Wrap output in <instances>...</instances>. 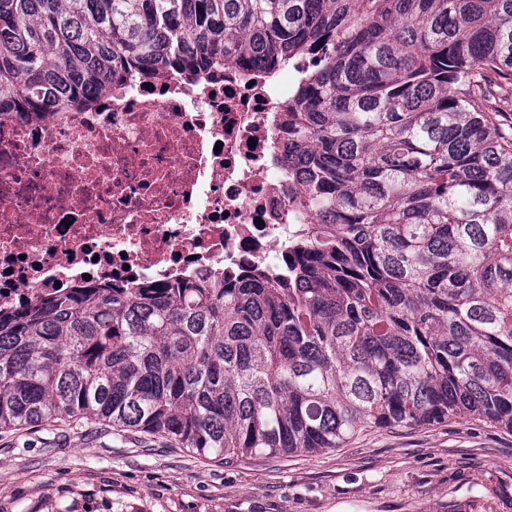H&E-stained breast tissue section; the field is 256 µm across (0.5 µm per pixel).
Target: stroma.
Segmentation results:
<instances>
[{"instance_id":"stroma-1","label":"stroma","mask_w":512,"mask_h":512,"mask_svg":"<svg viewBox=\"0 0 512 512\" xmlns=\"http://www.w3.org/2000/svg\"><path fill=\"white\" fill-rule=\"evenodd\" d=\"M0 512H512V432L468 417L224 464L101 424L0 434Z\"/></svg>"}]
</instances>
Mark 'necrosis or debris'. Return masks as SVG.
<instances>
[{
    "label": "necrosis or debris",
    "mask_w": 512,
    "mask_h": 512,
    "mask_svg": "<svg viewBox=\"0 0 512 512\" xmlns=\"http://www.w3.org/2000/svg\"><path fill=\"white\" fill-rule=\"evenodd\" d=\"M314 61L130 76L80 111L0 113V309L73 288L278 275L300 225L285 114Z\"/></svg>",
    "instance_id": "necrosis-or-debris-1"
}]
</instances>
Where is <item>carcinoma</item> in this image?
Segmentation results:
<instances>
[{
  "label": "carcinoma",
  "mask_w": 512,
  "mask_h": 512,
  "mask_svg": "<svg viewBox=\"0 0 512 512\" xmlns=\"http://www.w3.org/2000/svg\"><path fill=\"white\" fill-rule=\"evenodd\" d=\"M223 54L320 64L288 106L315 222L286 277L0 311V432L92 420L234 462L369 427L512 430V0H0V112Z\"/></svg>",
  "instance_id": "obj_1"
}]
</instances>
